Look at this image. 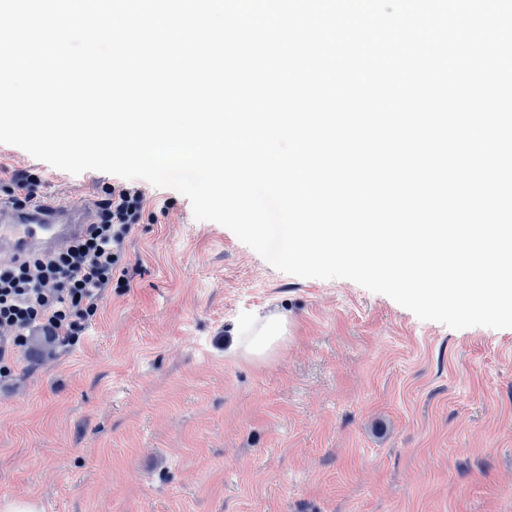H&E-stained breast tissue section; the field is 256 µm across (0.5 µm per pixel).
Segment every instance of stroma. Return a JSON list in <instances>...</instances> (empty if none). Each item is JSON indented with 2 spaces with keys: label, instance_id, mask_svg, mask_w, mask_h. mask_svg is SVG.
Wrapping results in <instances>:
<instances>
[{
  "label": "stroma",
  "instance_id": "stroma-1",
  "mask_svg": "<svg viewBox=\"0 0 512 512\" xmlns=\"http://www.w3.org/2000/svg\"><path fill=\"white\" fill-rule=\"evenodd\" d=\"M10 171L97 199L19 147ZM131 285L71 346L32 334L0 381V506L42 512H512V329L423 321L347 279L278 270L137 180ZM283 313L263 359L225 352Z\"/></svg>",
  "mask_w": 512,
  "mask_h": 512
}]
</instances>
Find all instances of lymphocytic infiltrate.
Returning a JSON list of instances; mask_svg holds the SVG:
<instances>
[{
    "instance_id": "1",
    "label": "lymphocytic infiltrate",
    "mask_w": 512,
    "mask_h": 512,
    "mask_svg": "<svg viewBox=\"0 0 512 512\" xmlns=\"http://www.w3.org/2000/svg\"><path fill=\"white\" fill-rule=\"evenodd\" d=\"M145 204L139 188L105 187L82 237L60 251L0 265V378L13 372L32 328L60 345L76 344L105 290L129 287L124 243Z\"/></svg>"
}]
</instances>
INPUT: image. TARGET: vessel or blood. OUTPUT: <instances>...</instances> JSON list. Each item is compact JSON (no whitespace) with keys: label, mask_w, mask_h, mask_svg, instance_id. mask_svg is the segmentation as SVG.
I'll use <instances>...</instances> for the list:
<instances>
[{"label":"vessel or blood","mask_w":512,"mask_h":512,"mask_svg":"<svg viewBox=\"0 0 512 512\" xmlns=\"http://www.w3.org/2000/svg\"><path fill=\"white\" fill-rule=\"evenodd\" d=\"M92 221V210L80 199L47 194L17 207L0 198V261L52 253Z\"/></svg>","instance_id":"vessel-or-blood-1"}]
</instances>
